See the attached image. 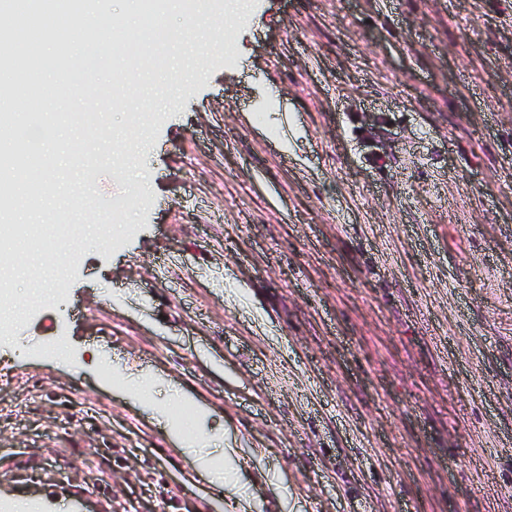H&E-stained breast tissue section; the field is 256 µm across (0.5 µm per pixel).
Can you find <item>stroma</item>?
<instances>
[{
	"instance_id": "1",
	"label": "stroma",
	"mask_w": 512,
	"mask_h": 512,
	"mask_svg": "<svg viewBox=\"0 0 512 512\" xmlns=\"http://www.w3.org/2000/svg\"><path fill=\"white\" fill-rule=\"evenodd\" d=\"M252 10L167 11L185 50L80 124L111 221L0 337V504L512 512V0ZM192 458V462L194 464L195 470L207 478L210 483H215V478L225 482L232 481L238 472V448L234 447V444L230 440H225L224 442V460H223V468L219 475L215 474V471L212 468V464L209 460L200 457L190 455Z\"/></svg>"
}]
</instances>
